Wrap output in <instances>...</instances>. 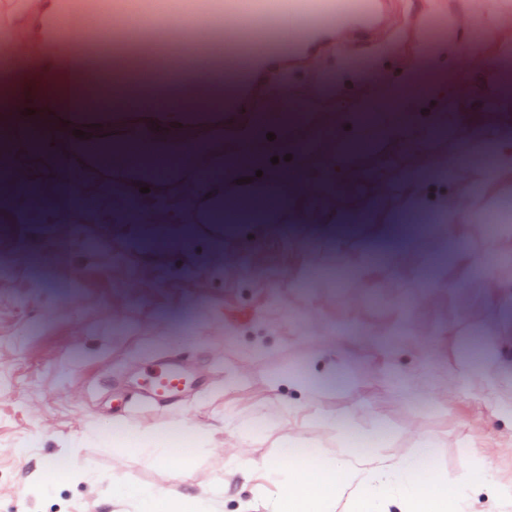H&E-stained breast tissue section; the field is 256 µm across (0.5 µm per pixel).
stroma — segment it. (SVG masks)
I'll use <instances>...</instances> for the list:
<instances>
[{
	"label": "stroma",
	"mask_w": 512,
	"mask_h": 512,
	"mask_svg": "<svg viewBox=\"0 0 512 512\" xmlns=\"http://www.w3.org/2000/svg\"><path fill=\"white\" fill-rule=\"evenodd\" d=\"M373 2L287 81L210 90L255 101L266 135L259 161L225 170L217 227L196 221L198 170L159 186L184 204L183 241L64 153L17 177L0 206V512H137L144 485L268 512L285 450L313 449L301 468L319 470L369 429L384 433L369 455L427 448L469 512H491L475 476L512 483V223L486 221L512 204V0ZM33 34L27 0H0V101L30 112V91L104 84V68L11 52ZM355 54L371 69L347 68ZM410 87L407 120L377 137L366 110ZM266 192L276 219H241ZM452 241L487 275L439 263ZM168 354L194 363L193 395L163 409L121 389ZM176 428L200 444L184 462L126 440Z\"/></svg>",
	"instance_id": "1"
}]
</instances>
